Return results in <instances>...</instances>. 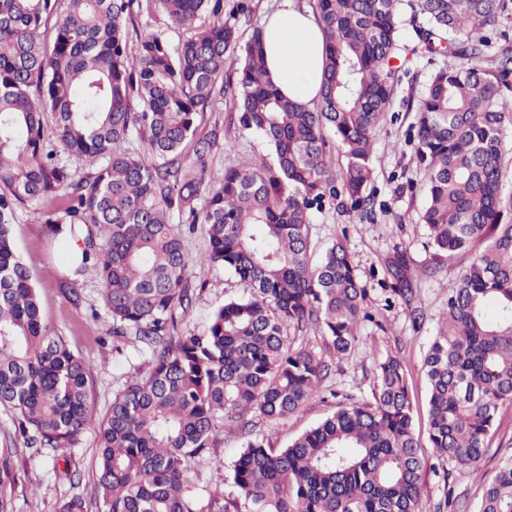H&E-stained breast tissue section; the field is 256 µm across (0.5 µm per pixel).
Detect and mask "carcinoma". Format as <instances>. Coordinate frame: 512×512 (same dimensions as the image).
<instances>
[{"label": "carcinoma", "mask_w": 512, "mask_h": 512, "mask_svg": "<svg viewBox=\"0 0 512 512\" xmlns=\"http://www.w3.org/2000/svg\"><path fill=\"white\" fill-rule=\"evenodd\" d=\"M314 2L327 53L310 105L267 79L261 31L231 54L238 31L224 20V0H69L50 40L42 30L58 0H0V407L16 411L27 448L63 451L97 427L98 512H424L426 461L401 357L378 364L373 400L340 404L285 448L267 446L254 422L298 412L363 340L366 288L341 240L310 264L311 216L338 183L352 209H371L373 147L395 94L403 5L426 21L416 28L424 52L456 60L430 76L415 110L426 165L421 220L448 262L475 252L424 358L429 442L458 476L480 478L498 405L512 400V195L500 190L512 40L483 32L512 15V0ZM143 12L191 35L175 46L165 31H149L131 52L127 27ZM202 14L211 24L195 25ZM227 66L236 79L222 87ZM221 91L273 160L226 168L204 195L205 157L220 132L197 137V118ZM48 119L94 173L78 175L48 149ZM134 135L152 161L122 147ZM55 200L46 218L53 236L62 224L73 234L87 226L75 273L91 268L100 279L112 338L151 352L146 373L126 381L101 418L88 399L90 365L44 323L12 232L19 207ZM185 224L201 225L198 259L251 294L224 303L204 330L180 333L193 297ZM383 266L385 292L417 314L407 252ZM311 328L323 338L319 350L296 344ZM224 425L244 439L237 496L216 486L204 503L190 475ZM12 454L0 448V485L14 479ZM58 512H89V503L74 495ZM481 512H512V461L484 486Z\"/></svg>", "instance_id": "1"}]
</instances>
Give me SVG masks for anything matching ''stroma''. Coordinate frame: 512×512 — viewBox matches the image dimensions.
I'll list each match as a JSON object with an SVG mask.
<instances>
[{
  "mask_svg": "<svg viewBox=\"0 0 512 512\" xmlns=\"http://www.w3.org/2000/svg\"><path fill=\"white\" fill-rule=\"evenodd\" d=\"M280 0H224V17L235 23L240 41H248ZM410 10L401 15L399 68L395 74L396 98L378 130L373 151L374 180L371 193L374 211L361 217L344 198H325L312 217V260L336 239H343L356 267L357 277L367 290V307L373 316L364 323V338L352 354L337 362L323 384L320 395L300 411L273 423H258L257 433L269 446L283 448L299 435L336 411L346 397L360 401L372 398L378 361L400 353L414 405V429L428 464L422 474L421 497L427 512H479L483 486L491 482L500 466L512 460V401L500 404L494 427L487 440L481 477L451 479L452 461L432 456L428 441V386L423 370L425 354L439 336L448 308V295L471 261L462 255L455 262L438 256L430 244V231L421 221L425 205L426 176L416 159L414 116L418 99L430 75L449 63L448 57L422 53L410 22ZM219 130L220 140L206 160L207 186L218 187L225 168L244 166L269 157L268 145L243 130L236 106L229 97L217 96L211 108L198 118V133ZM47 203L33 202L19 208L14 220L17 253L34 276L43 318L71 349L91 365L88 396L97 414H105L114 393L131 377L143 374L150 358L148 349L129 342L112 341V318L102 296V286L93 273L76 276L66 261L62 239L49 237L45 224ZM185 247L194 262L191 280L196 287L193 303L182 320L181 329H204L212 313L231 299L249 296V289L224 268L198 262L204 242L200 234L185 237ZM397 250L407 251L420 278V302L410 311L389 300L384 290L383 260ZM75 279L79 302H70L62 283ZM238 432L221 428L215 442L198 468L192 490L223 486L225 495H235L231 472L243 450ZM99 438L95 428L84 430L73 448L56 452L49 448H18L11 458L14 484L0 487L11 497L14 512H57L61 500L94 494L98 466ZM70 466L74 483L56 479L54 465Z\"/></svg>",
  "mask_w": 512,
  "mask_h": 512,
  "instance_id": "obj_1",
  "label": "stroma"
}]
</instances>
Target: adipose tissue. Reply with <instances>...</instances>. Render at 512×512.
Returning a JSON list of instances; mask_svg holds the SVG:
<instances>
[{
	"label": "adipose tissue",
	"mask_w": 512,
	"mask_h": 512,
	"mask_svg": "<svg viewBox=\"0 0 512 512\" xmlns=\"http://www.w3.org/2000/svg\"><path fill=\"white\" fill-rule=\"evenodd\" d=\"M268 73L288 99L312 103L319 95L325 38L311 14L296 0H283L263 25Z\"/></svg>",
	"instance_id": "adipose-tissue-1"
}]
</instances>
